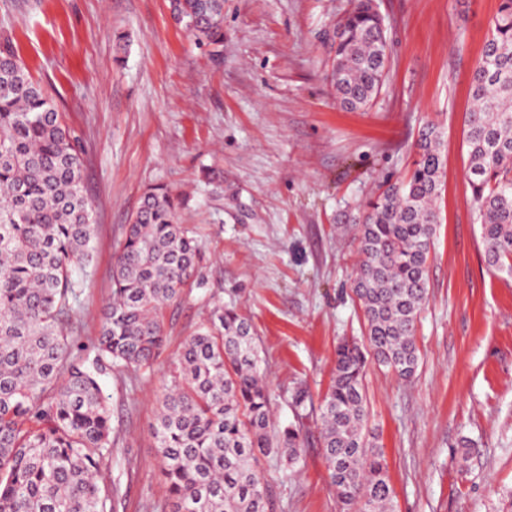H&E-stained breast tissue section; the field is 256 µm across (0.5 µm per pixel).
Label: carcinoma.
I'll list each match as a JSON object with an SVG mask.
<instances>
[{
    "instance_id": "cac0c4a2",
    "label": "carcinoma",
    "mask_w": 512,
    "mask_h": 512,
    "mask_svg": "<svg viewBox=\"0 0 512 512\" xmlns=\"http://www.w3.org/2000/svg\"><path fill=\"white\" fill-rule=\"evenodd\" d=\"M169 8L199 47L223 46L224 0H169ZM386 32L373 0H353L336 23L326 82L341 107L364 111L381 93ZM471 89L467 182L486 263L512 276V0H501ZM83 154L51 93L1 39L0 512H116L120 487L101 480L118 439L100 376L150 370L166 343L164 310L200 259V244L178 224L179 196L148 189L124 230L100 333L81 336L78 272L94 235ZM416 154L409 178L369 202L358 225L353 293L366 343L337 346L319 408L329 484L345 512H394L365 378L373 363L409 381L419 364L417 319L440 223L437 125L420 130ZM303 427L299 415L271 432L253 327L216 310L183 343L152 427L169 512H275L262 461L297 464Z\"/></svg>"
}]
</instances>
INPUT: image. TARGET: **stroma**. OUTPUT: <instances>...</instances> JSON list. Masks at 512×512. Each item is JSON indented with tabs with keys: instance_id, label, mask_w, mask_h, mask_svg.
I'll return each instance as SVG.
<instances>
[{
	"instance_id": "35a3bbf8",
	"label": "stroma",
	"mask_w": 512,
	"mask_h": 512,
	"mask_svg": "<svg viewBox=\"0 0 512 512\" xmlns=\"http://www.w3.org/2000/svg\"><path fill=\"white\" fill-rule=\"evenodd\" d=\"M375 3L390 69L360 112L343 109L324 81L349 0H224L215 51L174 23L168 0H0V38L85 146L96 236L84 335L99 332L124 229L147 188L182 194L178 222L202 247L192 286L166 309L167 343L150 371L101 378L119 439L108 472L121 486L119 512H162L151 428L183 342L219 307L255 330L273 427L294 421L291 395L307 391L300 462L263 463L276 512H340L316 415L338 343L363 334L348 218L408 177L429 122L442 132L444 172L420 363L408 382L368 367L371 425L395 512H512V277L486 266L466 181L470 77L499 0Z\"/></svg>"
}]
</instances>
